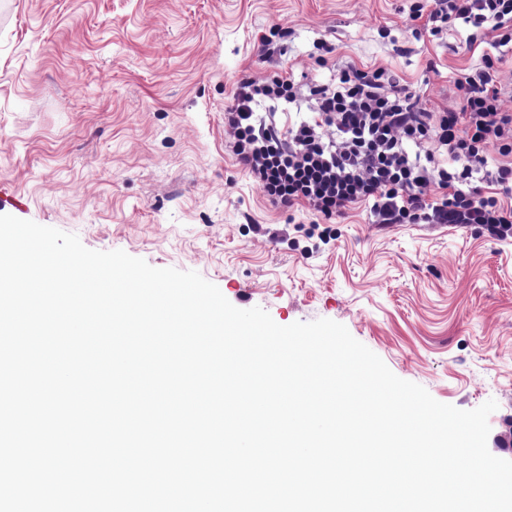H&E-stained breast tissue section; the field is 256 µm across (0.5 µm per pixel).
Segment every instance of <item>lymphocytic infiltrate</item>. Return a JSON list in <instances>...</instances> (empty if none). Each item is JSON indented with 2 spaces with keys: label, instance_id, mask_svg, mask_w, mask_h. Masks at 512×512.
Wrapping results in <instances>:
<instances>
[{
  "label": "lymphocytic infiltrate",
  "instance_id": "lymphocytic-infiltrate-1",
  "mask_svg": "<svg viewBox=\"0 0 512 512\" xmlns=\"http://www.w3.org/2000/svg\"><path fill=\"white\" fill-rule=\"evenodd\" d=\"M426 30L463 20L498 31L512 43V0H423ZM460 111L439 114L418 106L409 88L384 71H341L330 82L282 74L236 83L224 108L228 148L275 204L303 203L329 217L365 203L376 224H480L499 239L512 238V165L490 166L488 145L512 154V113L502 111L489 71L459 82ZM309 97L311 115L278 126V108ZM437 140L439 160L425 146ZM500 187L485 196L477 182Z\"/></svg>",
  "mask_w": 512,
  "mask_h": 512
}]
</instances>
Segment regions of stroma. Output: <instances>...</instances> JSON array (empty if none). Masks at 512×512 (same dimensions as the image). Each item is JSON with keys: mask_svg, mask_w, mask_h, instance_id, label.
<instances>
[{"mask_svg": "<svg viewBox=\"0 0 512 512\" xmlns=\"http://www.w3.org/2000/svg\"><path fill=\"white\" fill-rule=\"evenodd\" d=\"M420 0H0V215L156 268L197 271L279 325L343 324L399 378L512 419V239L478 224H374L276 205L225 147L238 80L385 70L430 112L512 45L435 37Z\"/></svg>", "mask_w": 512, "mask_h": 512, "instance_id": "obj_1", "label": "stroma"}]
</instances>
